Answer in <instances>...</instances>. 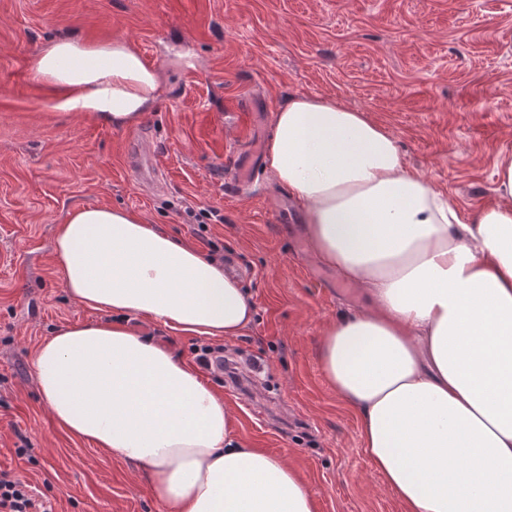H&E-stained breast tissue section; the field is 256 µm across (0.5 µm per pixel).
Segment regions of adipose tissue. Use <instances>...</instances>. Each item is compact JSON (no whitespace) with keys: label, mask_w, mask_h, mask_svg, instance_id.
I'll use <instances>...</instances> for the list:
<instances>
[{"label":"adipose tissue","mask_w":512,"mask_h":512,"mask_svg":"<svg viewBox=\"0 0 512 512\" xmlns=\"http://www.w3.org/2000/svg\"><path fill=\"white\" fill-rule=\"evenodd\" d=\"M34 71L67 90L64 109L115 127L135 125L160 88L122 40H52ZM264 164L312 251L372 299L323 329L319 361L383 488L404 512H512V154L496 163L497 203L466 224L367 112L299 94L275 113ZM54 253L69 296L111 315L35 354L37 390L66 432L138 465L170 512H315L298 471L237 439L233 407L127 324L240 335L255 310L223 265L112 206L69 211Z\"/></svg>","instance_id":"adipose-tissue-1"}]
</instances>
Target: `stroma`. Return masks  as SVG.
I'll return each mask as SVG.
<instances>
[{
	"instance_id": "1",
	"label": "stroma",
	"mask_w": 512,
	"mask_h": 512,
	"mask_svg": "<svg viewBox=\"0 0 512 512\" xmlns=\"http://www.w3.org/2000/svg\"><path fill=\"white\" fill-rule=\"evenodd\" d=\"M126 39L160 74L152 112L115 128L59 109L35 74L52 40ZM332 96L395 137L408 170L461 215L494 204L495 163L512 152V0H0V471L51 512H168L131 463L69 436L39 396L34 353L74 323L102 320L61 285L57 224L78 205L145 214L234 274L255 309L241 335L174 333L130 318L142 337L194 363L205 345L259 361L265 392L204 376L237 413L236 432L288 460L316 512H403L364 455L355 415L327 383L321 330L368 308L309 249L287 188L235 168L289 96ZM149 134L162 171L148 189L125 146ZM219 211L196 222L194 214ZM25 455H17L19 447Z\"/></svg>"
}]
</instances>
